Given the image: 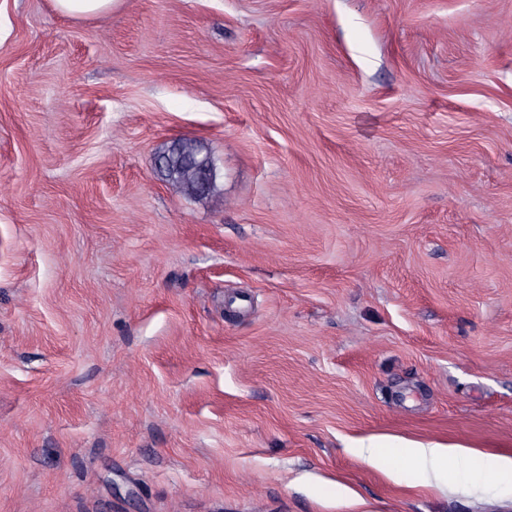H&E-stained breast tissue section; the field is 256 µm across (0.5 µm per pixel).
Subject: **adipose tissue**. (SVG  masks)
Here are the masks:
<instances>
[{"label":"adipose tissue","mask_w":512,"mask_h":512,"mask_svg":"<svg viewBox=\"0 0 512 512\" xmlns=\"http://www.w3.org/2000/svg\"><path fill=\"white\" fill-rule=\"evenodd\" d=\"M399 459L405 467L429 469L438 481L443 480L444 476L460 473L474 485L488 481L512 483V457L491 454L471 456L457 446L414 442L404 445Z\"/></svg>","instance_id":"obj_1"}]
</instances>
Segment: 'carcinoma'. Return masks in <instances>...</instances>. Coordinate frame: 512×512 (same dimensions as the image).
<instances>
[{"label": "carcinoma", "instance_id": "cac0c4a2", "mask_svg": "<svg viewBox=\"0 0 512 512\" xmlns=\"http://www.w3.org/2000/svg\"><path fill=\"white\" fill-rule=\"evenodd\" d=\"M166 179L184 195L206 199L216 190L217 171L204 147L192 140L176 142L160 155Z\"/></svg>", "mask_w": 512, "mask_h": 512}]
</instances>
